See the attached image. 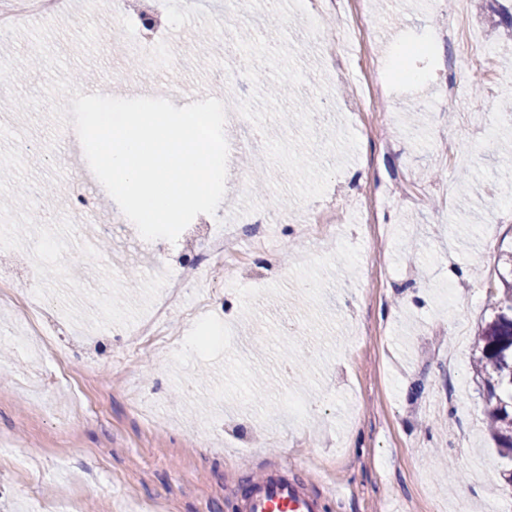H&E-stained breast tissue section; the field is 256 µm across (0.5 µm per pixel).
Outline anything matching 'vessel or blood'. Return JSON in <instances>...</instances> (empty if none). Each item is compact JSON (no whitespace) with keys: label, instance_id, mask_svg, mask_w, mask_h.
I'll return each mask as SVG.
<instances>
[{"label":"vessel or blood","instance_id":"obj_1","mask_svg":"<svg viewBox=\"0 0 512 512\" xmlns=\"http://www.w3.org/2000/svg\"><path fill=\"white\" fill-rule=\"evenodd\" d=\"M335 491L318 495L306 492L299 483L288 479L282 468L272 466L262 471L244 497L235 504L236 512H326L335 502Z\"/></svg>","mask_w":512,"mask_h":512}]
</instances>
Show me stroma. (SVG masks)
Instances as JSON below:
<instances>
[{"instance_id":"obj_1","label":"stroma","mask_w":512,"mask_h":512,"mask_svg":"<svg viewBox=\"0 0 512 512\" xmlns=\"http://www.w3.org/2000/svg\"><path fill=\"white\" fill-rule=\"evenodd\" d=\"M161 37L180 56L159 73L139 49L136 15L102 44L77 37L86 15L113 22V0H70L49 18L52 51L72 84L96 82L114 97H211L225 82L228 112L244 109L250 127L226 178L218 207L243 223L244 279L221 289L209 313L232 340L194 345L187 311L208 289L185 295L169 315L182 353L138 349L134 324L157 303L178 252L155 256L128 225L123 243L101 249L111 222L105 200L80 235L70 232L58 187L84 183L83 148L71 123L51 115L38 68L16 82L15 64L36 54L31 33L0 31V197L39 189L50 218L39 233L18 228L17 210L0 209V271L18 288L40 281L62 317L58 361L31 330L20 300H0V512H49L74 497L83 512H230L232 495L272 463L312 490L336 487L331 512H512V462L486 426L473 342L491 315L512 251V40L493 23L512 0H469L468 25L493 47L486 72L452 55L437 39L451 17L445 0H338L322 26L335 35L345 77L319 65V49L291 0H239L258 27L260 57L239 69L237 31L187 56L201 31L223 26L222 0L210 12L181 0H146ZM407 56L421 85L399 76ZM390 92L364 100L359 80L372 59ZM456 81L458 102L440 87ZM390 138L381 141L380 127ZM313 165L293 167L296 155ZM265 159L272 178L263 195L238 180L244 160ZM468 188H461V179ZM285 201L334 216L331 235L310 242L271 210L265 224L246 215ZM49 239L47 274L35 278L26 253Z\"/></svg>"}]
</instances>
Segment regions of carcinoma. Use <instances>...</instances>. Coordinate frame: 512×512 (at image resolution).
Listing matches in <instances>:
<instances>
[{
  "mask_svg": "<svg viewBox=\"0 0 512 512\" xmlns=\"http://www.w3.org/2000/svg\"><path fill=\"white\" fill-rule=\"evenodd\" d=\"M487 300L493 316L475 336L473 368L497 447L512 458V279L502 278Z\"/></svg>",
  "mask_w": 512,
  "mask_h": 512,
  "instance_id": "obj_1",
  "label": "carcinoma"
}]
</instances>
